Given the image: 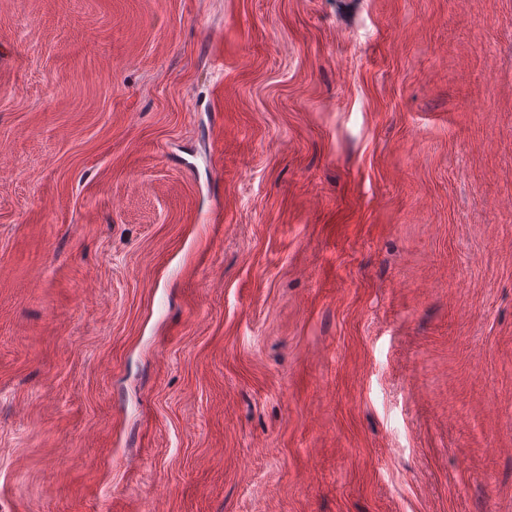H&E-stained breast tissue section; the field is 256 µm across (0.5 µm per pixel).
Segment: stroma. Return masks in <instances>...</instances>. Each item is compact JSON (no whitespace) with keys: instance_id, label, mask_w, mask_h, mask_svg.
Here are the masks:
<instances>
[{"instance_id":"stroma-1","label":"stroma","mask_w":512,"mask_h":512,"mask_svg":"<svg viewBox=\"0 0 512 512\" xmlns=\"http://www.w3.org/2000/svg\"><path fill=\"white\" fill-rule=\"evenodd\" d=\"M0 512H512V0H0Z\"/></svg>"}]
</instances>
